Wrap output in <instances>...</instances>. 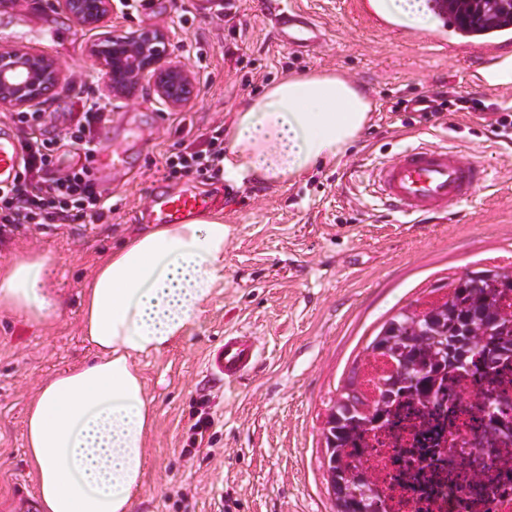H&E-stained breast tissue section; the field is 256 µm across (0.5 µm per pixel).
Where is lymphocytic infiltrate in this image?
Wrapping results in <instances>:
<instances>
[{
    "instance_id": "1",
    "label": "lymphocytic infiltrate",
    "mask_w": 512,
    "mask_h": 512,
    "mask_svg": "<svg viewBox=\"0 0 512 512\" xmlns=\"http://www.w3.org/2000/svg\"><path fill=\"white\" fill-rule=\"evenodd\" d=\"M81 120L65 134L66 140L94 156L101 148L99 129L107 114L98 97L86 95L81 100ZM37 111L11 113L22 147L21 171L9 186L0 185V237L10 235L23 224L54 221L82 224L103 220L111 213L107 195L87 167L60 170L56 167L58 141L42 138L35 130L41 125ZM224 155V130L217 127L204 140H184L179 149L165 156V175H204L216 171Z\"/></svg>"
}]
</instances>
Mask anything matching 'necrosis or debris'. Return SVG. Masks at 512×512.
<instances>
[{
  "mask_svg": "<svg viewBox=\"0 0 512 512\" xmlns=\"http://www.w3.org/2000/svg\"><path fill=\"white\" fill-rule=\"evenodd\" d=\"M490 385L499 398L485 408ZM466 391L406 406L365 436L385 512H512V368L478 371Z\"/></svg>",
  "mask_w": 512,
  "mask_h": 512,
  "instance_id": "1",
  "label": "necrosis or debris"
}]
</instances>
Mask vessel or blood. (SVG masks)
I'll return each instance as SVG.
<instances>
[{
  "mask_svg": "<svg viewBox=\"0 0 512 512\" xmlns=\"http://www.w3.org/2000/svg\"><path fill=\"white\" fill-rule=\"evenodd\" d=\"M268 12L274 38L283 48H311L323 36L321 28L300 8L281 6L279 0H262ZM21 147L15 132L0 128V184L9 185L17 174ZM488 177L487 165L479 160L463 161L448 146L419 144L380 164L371 173L378 200L401 216L433 218L468 200ZM213 202L192 191L171 194L162 190L152 195L150 209L160 224H181L212 207ZM258 347L252 337L228 336L211 352L207 367L211 374L233 381L253 365Z\"/></svg>",
  "mask_w": 512,
  "mask_h": 512,
  "instance_id": "b4317fda",
  "label": "vessel or blood"
}]
</instances>
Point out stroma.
I'll return each mask as SVG.
<instances>
[{
    "label": "stroma",
    "mask_w": 512,
    "mask_h": 512,
    "mask_svg": "<svg viewBox=\"0 0 512 512\" xmlns=\"http://www.w3.org/2000/svg\"><path fill=\"white\" fill-rule=\"evenodd\" d=\"M0 0V48L30 47L58 59L63 77L43 107L41 131L61 140L80 97L100 94L112 116L103 143L111 163L104 188L112 214L104 223L27 224L0 240V265L28 253L52 256L50 280L62 319L41 326L0 305V512H30L34 478L24 456L26 407L48 376L91 358L81 321V291L112 248L145 229L156 182L167 191H234L222 205L234 234L224 254V282L188 336L142 362L154 407L147 478L135 512H334L324 423L368 343L401 309L465 271L512 264V142L491 133L481 111L512 106V87L494 92L467 82V63L439 46L437 32L403 41L371 27L337 0H295L324 33L312 51L275 45L258 0H235L220 14L214 0H129L106 27L128 33L167 24L169 51L194 72L196 96L167 107L142 83L124 100L103 92L104 75L88 53L95 31L79 25L61 0ZM332 72L364 86L375 110L344 158L297 180L229 187L223 175L165 177L162 162L190 136L225 126L248 98L290 73ZM470 108L442 118L395 112L398 99L440 84ZM419 143L455 148L463 160H490L487 187L456 208L452 220L389 214L368 187L370 171ZM257 337L258 361L233 388L209 381L207 355L230 334ZM206 415L211 445L192 443Z\"/></svg>",
    "instance_id": "35a3bbf8"
}]
</instances>
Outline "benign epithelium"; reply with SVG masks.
I'll use <instances>...</instances> for the list:
<instances>
[{
    "label": "benign epithelium",
    "mask_w": 512,
    "mask_h": 512,
    "mask_svg": "<svg viewBox=\"0 0 512 512\" xmlns=\"http://www.w3.org/2000/svg\"><path fill=\"white\" fill-rule=\"evenodd\" d=\"M84 28L97 32L89 53L103 67L105 88L114 98L127 97L147 80L168 107L180 109L194 97V72L169 53L170 29L150 24L122 37L105 28L113 0H63ZM62 78L55 59L23 47L0 49V106L25 109L37 105Z\"/></svg>",
    "instance_id": "1"
}]
</instances>
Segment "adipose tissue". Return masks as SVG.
<instances>
[{"instance_id": "ef3b65f1", "label": "adipose tissue", "mask_w": 512, "mask_h": 512, "mask_svg": "<svg viewBox=\"0 0 512 512\" xmlns=\"http://www.w3.org/2000/svg\"><path fill=\"white\" fill-rule=\"evenodd\" d=\"M369 95L336 74L291 75L234 112L226 180L276 184L336 163L369 124ZM231 225L219 212L154 224L103 258L82 292L92 358L47 377L27 405L26 463L39 512H134L147 468L152 401L140 371L198 324L224 279ZM46 255L0 266V302L58 322Z\"/></svg>"}]
</instances>
